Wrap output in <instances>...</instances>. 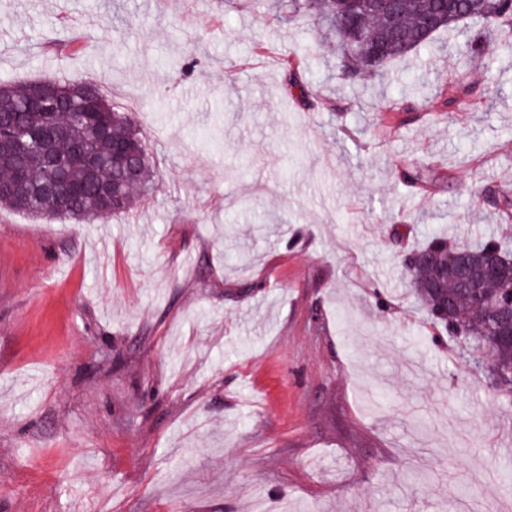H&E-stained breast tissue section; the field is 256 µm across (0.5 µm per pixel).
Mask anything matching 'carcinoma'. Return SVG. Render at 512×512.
Masks as SVG:
<instances>
[{"instance_id":"cac0c4a2","label":"carcinoma","mask_w":512,"mask_h":512,"mask_svg":"<svg viewBox=\"0 0 512 512\" xmlns=\"http://www.w3.org/2000/svg\"><path fill=\"white\" fill-rule=\"evenodd\" d=\"M293 8L315 12L330 21L338 4L336 0H295ZM427 17L435 19L430 32L424 27ZM468 20L481 23L483 29L475 37L466 35L456 47L464 63L480 57L487 35L497 43L500 55H512V11L505 10L500 0H398L393 15L371 11L363 14L360 25L335 29L344 74L354 76L359 68L380 73L412 51L434 49L439 35L460 32L461 24ZM314 47L313 42L301 46L294 56L283 60L290 88L302 94L305 89L299 86L295 70ZM76 88L61 80L0 85V124L47 129L53 154L67 163L66 180L79 187L70 207L62 210L55 195L34 191L47 176L39 154L3 156L0 209L22 210L39 218L59 216L83 224L128 213L136 198L148 199L156 191L148 149L126 113L116 111L99 92L92 98H78L74 96ZM436 92L447 96V106L470 109L476 104L464 68L455 71L451 82L436 86ZM122 144L140 157L138 177L106 201L98 187L119 178L123 160L114 146ZM430 172L427 164L412 165L404 173L403 185L418 187ZM446 244L447 237L435 233L425 246L409 254L415 262L414 269L407 271L410 287L433 323L462 341V360L477 354L489 358L488 390L512 396V335H507L512 324V281L487 272L489 249L494 246L505 255L508 249L491 237L458 240L450 246L456 250L451 262Z\"/></svg>"}]
</instances>
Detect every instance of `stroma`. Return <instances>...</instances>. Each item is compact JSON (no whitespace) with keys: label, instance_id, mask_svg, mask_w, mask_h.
Wrapping results in <instances>:
<instances>
[{"label":"stroma","instance_id":"stroma-1","mask_svg":"<svg viewBox=\"0 0 512 512\" xmlns=\"http://www.w3.org/2000/svg\"><path fill=\"white\" fill-rule=\"evenodd\" d=\"M438 42L344 82L291 0H0V81L97 78L158 183L137 222L0 210V512H512V401L402 276L512 241V60L446 112Z\"/></svg>","mask_w":512,"mask_h":512}]
</instances>
